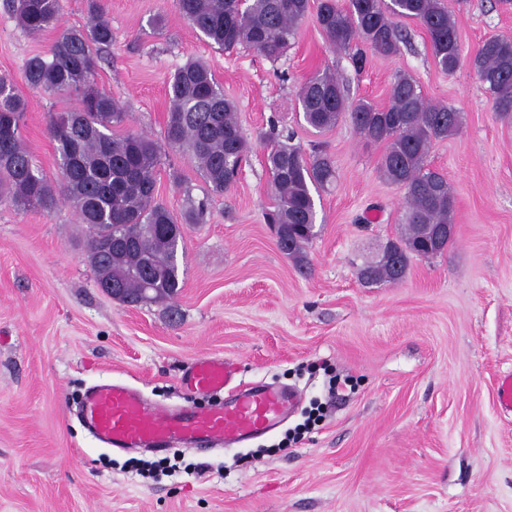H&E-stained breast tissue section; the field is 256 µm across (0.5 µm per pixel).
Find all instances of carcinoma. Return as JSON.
<instances>
[{
    "label": "carcinoma",
    "instance_id": "obj_1",
    "mask_svg": "<svg viewBox=\"0 0 512 512\" xmlns=\"http://www.w3.org/2000/svg\"><path fill=\"white\" fill-rule=\"evenodd\" d=\"M174 9L195 31L220 50L248 47L276 61L295 38L309 14L311 0H172ZM20 27L38 36L57 30L48 54L29 57L24 81L33 91L77 102L70 110L49 114L48 133L54 142L59 178L51 180L36 164L22 139L27 99L13 80L0 76V199L20 210H51L71 205L89 232L87 256L97 284L112 282L137 295L153 289L155 302L174 300L182 289L179 264L171 260L178 237L173 224H203L209 196L192 197L173 213L156 194V174L164 146L185 150L212 193L228 191L241 162L251 151L242 134L234 101L224 95L210 66L191 58L168 82L169 111L165 143L131 131L117 137L124 125V106L95 83L112 46V26L101 0H87V25L62 26L63 0H9ZM410 20L426 33L437 67L451 74L467 62L492 101L495 112L512 119V39L486 38L472 56L464 53L448 0H318L316 21L330 45L351 54L362 68L367 54L400 53V22ZM298 109L315 130L348 119L362 138L385 144L379 167L384 178L404 190L401 231L393 258L388 245L367 258L360 279L368 286L397 283L414 257L432 258L448 251L454 235L455 198L448 180L427 168L431 145L455 134L460 113L423 97L417 81L398 73L390 87L388 106L379 108L361 98L348 101L343 84L323 69L308 76L298 90ZM274 209L271 224L280 226L278 245L304 273H311L305 225L315 223L313 192L336 181L334 158L322 149L308 153L288 143L275 125L263 133ZM440 238L422 235V226ZM152 257L154 273L147 280L144 256Z\"/></svg>",
    "mask_w": 512,
    "mask_h": 512
}]
</instances>
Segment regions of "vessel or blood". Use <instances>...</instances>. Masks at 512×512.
<instances>
[{
	"instance_id": "obj_1",
	"label": "vessel or blood",
	"mask_w": 512,
	"mask_h": 512,
	"mask_svg": "<svg viewBox=\"0 0 512 512\" xmlns=\"http://www.w3.org/2000/svg\"><path fill=\"white\" fill-rule=\"evenodd\" d=\"M181 386L198 395L223 394L203 408L168 409L149 404L122 383L92 386L83 400L87 427L117 449L166 450L175 442L191 445L242 444L269 432L296 403L294 392L263 383L243 384L236 362L200 357L183 373Z\"/></svg>"
}]
</instances>
